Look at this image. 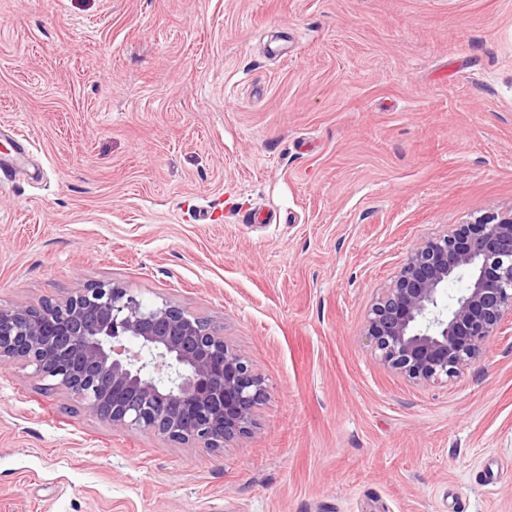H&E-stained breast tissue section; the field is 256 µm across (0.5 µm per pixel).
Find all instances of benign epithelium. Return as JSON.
<instances>
[{
	"mask_svg": "<svg viewBox=\"0 0 512 512\" xmlns=\"http://www.w3.org/2000/svg\"><path fill=\"white\" fill-rule=\"evenodd\" d=\"M468 277L453 307L448 281ZM512 322V209L486 212L417 243L374 298L364 336L378 361L423 386L480 362ZM22 363L47 388L118 429L213 451L254 433L264 378L224 330L112 281L39 308H0V365Z\"/></svg>",
	"mask_w": 512,
	"mask_h": 512,
	"instance_id": "7a95c632",
	"label": "benign epithelium"
}]
</instances>
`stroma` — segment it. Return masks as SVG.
Wrapping results in <instances>:
<instances>
[{
    "instance_id": "stroma-1",
    "label": "stroma",
    "mask_w": 512,
    "mask_h": 512,
    "mask_svg": "<svg viewBox=\"0 0 512 512\" xmlns=\"http://www.w3.org/2000/svg\"><path fill=\"white\" fill-rule=\"evenodd\" d=\"M2 162L0 307L112 280L268 396L214 453L0 366V512H512V325L429 386L364 336L415 243L512 208V0H0Z\"/></svg>"
}]
</instances>
